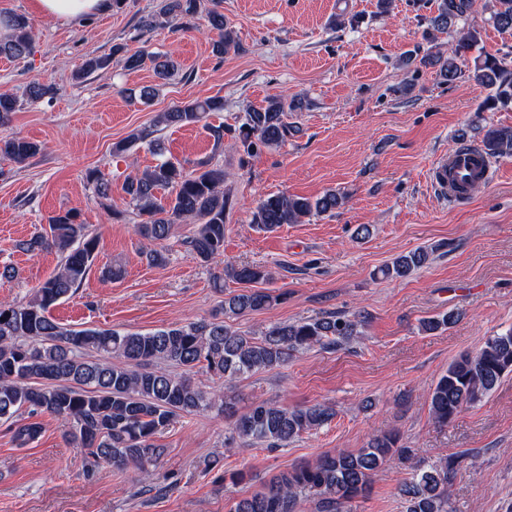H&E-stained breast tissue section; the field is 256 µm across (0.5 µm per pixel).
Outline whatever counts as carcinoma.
<instances>
[{"instance_id":"1","label":"carcinoma","mask_w":512,"mask_h":512,"mask_svg":"<svg viewBox=\"0 0 512 512\" xmlns=\"http://www.w3.org/2000/svg\"><path fill=\"white\" fill-rule=\"evenodd\" d=\"M199 0H164L160 14L175 27L194 17ZM474 0H438L432 18L436 30H446L469 16ZM496 25L512 29V0H496ZM209 20L218 31L215 52L222 55L234 46L225 28L224 14L213 8ZM11 34L0 40V56L24 58L33 51L31 21L18 14L0 20ZM476 29L460 39L458 48L441 72L448 81L462 75L457 57L478 47ZM510 54H478L472 78L489 90L480 106L486 112L512 104V61ZM53 94V88L34 79L27 86L30 101ZM17 99L0 94V127L8 124ZM302 101L285 105L271 99L245 113L234 129L246 153L282 144L288 136V113L300 112ZM224 110V98L215 96L177 105L161 113L157 123L165 126L204 124L220 142L227 131L207 123L212 112ZM489 158L512 154V126L489 127L482 139ZM40 151L38 144L18 136L0 137V156L24 163ZM96 194L105 198L111 184L91 169L85 174ZM123 190L142 216L138 233L151 248L150 263L166 262L164 253L152 245L165 240L171 225L191 221L196 225L188 247L193 256L209 263L224 255V224L232 207V196L224 191V169L208 167L187 171L178 163L164 160L143 172L128 176ZM161 191L166 199L158 198ZM342 205V197L327 190L315 199L273 194L259 200L252 223L266 232L304 218L331 213ZM18 248L27 253L56 250L64 256L59 269L46 279L25 303L0 302V421L9 424L19 447L34 442L42 431L34 417L50 413L69 421L66 439L87 451L90 465L107 462L116 467L132 466L148 479L149 466L164 454L158 435L177 418L216 407L234 414L233 398L218 401L193 382L187 374L199 368L228 383L259 370L279 367L296 353L315 346L332 348L359 335L363 317L331 313L322 318L284 322L270 327L259 337L249 336L217 319L199 320L153 332L118 331L109 328L66 327L49 310L81 287L93 265L98 238L91 235L75 211L50 218L49 232L35 233ZM430 252L418 249L400 255L382 269L386 277L402 278L428 261ZM234 280L251 288L224 301V313L241 315L270 308L278 296L258 287L272 280L260 265L225 268ZM457 313L448 311L431 317L422 328L434 332L453 324ZM512 375V328L489 337L474 353H464L448 364L430 392L433 419L446 426L464 410L484 402L500 381ZM335 411L326 404L293 409L273 402L253 404L233 424L229 440L242 447L258 444L286 446L305 432L328 423ZM406 449L399 436L387 432L370 437L354 451L321 456L315 463L293 466L274 477L262 491L236 501L230 512H295L303 492L320 496L322 512H354L357 499L368 490L375 474L400 457ZM460 463L452 456L440 464H417L412 477L400 486L406 512H451L448 484Z\"/></svg>"}]
</instances>
